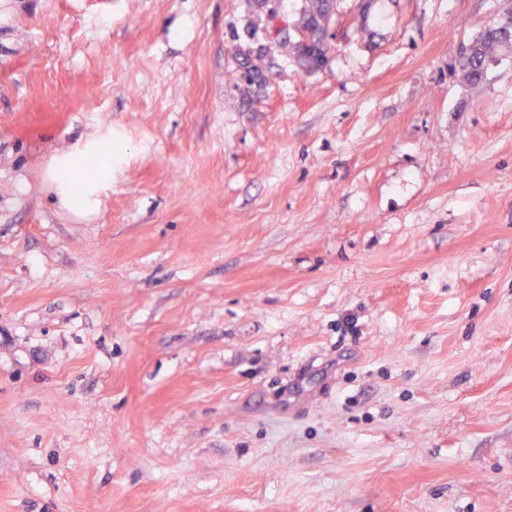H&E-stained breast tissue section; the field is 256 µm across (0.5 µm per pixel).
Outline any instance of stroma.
<instances>
[{
	"label": "stroma",
	"instance_id": "obj_1",
	"mask_svg": "<svg viewBox=\"0 0 512 512\" xmlns=\"http://www.w3.org/2000/svg\"><path fill=\"white\" fill-rule=\"evenodd\" d=\"M502 4L249 101L244 0H0V512H512ZM471 44H461L458 47L459 54L471 52L466 56H459L456 59L459 71L462 72L465 79L472 85L482 80L487 65L495 59L512 54V39L510 36L501 35L497 31H486L485 27L479 32Z\"/></svg>",
	"mask_w": 512,
	"mask_h": 512
}]
</instances>
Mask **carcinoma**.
Here are the masks:
<instances>
[{
	"label": "carcinoma",
	"mask_w": 512,
	"mask_h": 512,
	"mask_svg": "<svg viewBox=\"0 0 512 512\" xmlns=\"http://www.w3.org/2000/svg\"><path fill=\"white\" fill-rule=\"evenodd\" d=\"M284 0H246L248 22L245 28L248 43L232 49V67L226 72V81L247 98L252 97L267 83L275 54L283 53L291 58L306 74L323 70L330 59L332 43L329 31L343 22L345 15H353L357 28L366 30L365 18L369 11L341 9L344 0H301L297 18L288 34L277 40L271 49L251 44L253 35L272 24L278 16H284ZM473 47L466 56L456 59L459 71L472 85L482 80L487 65L508 53L512 54V38L496 31L482 30L472 40Z\"/></svg>",
	"instance_id": "cac0c4a2"
}]
</instances>
